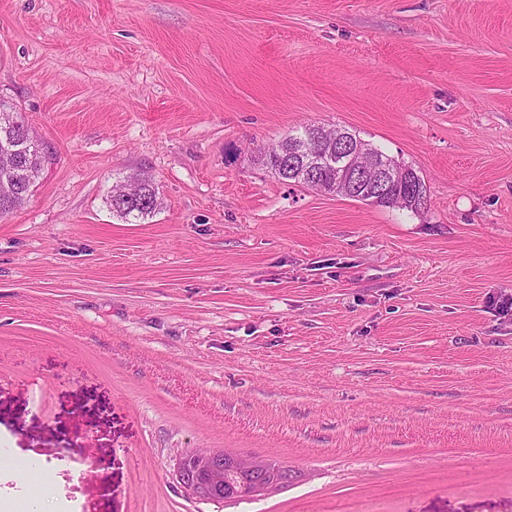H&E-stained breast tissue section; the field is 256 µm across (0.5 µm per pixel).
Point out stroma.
<instances>
[{
	"label": "stroma",
	"instance_id": "obj_1",
	"mask_svg": "<svg viewBox=\"0 0 512 512\" xmlns=\"http://www.w3.org/2000/svg\"><path fill=\"white\" fill-rule=\"evenodd\" d=\"M0 99L47 157L0 216V512L45 459L55 512H512V0H0ZM304 125L425 208L281 181ZM189 448L295 477L199 502ZM139 182V197L137 200H128L124 197L126 183L130 180L116 183L112 187L109 203L112 211L126 221L137 222L153 214L158 206L159 189L150 178L137 179ZM133 219V220H132Z\"/></svg>",
	"mask_w": 512,
	"mask_h": 512
}]
</instances>
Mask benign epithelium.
<instances>
[{"label":"benign epithelium","instance_id":"benign-epithelium-1","mask_svg":"<svg viewBox=\"0 0 512 512\" xmlns=\"http://www.w3.org/2000/svg\"><path fill=\"white\" fill-rule=\"evenodd\" d=\"M35 149L34 143L26 137L4 139L0 155L13 159L15 166L0 174L1 190L9 191L20 177L26 180V186H32L35 173L24 167V160ZM288 165L294 168V173L310 181L317 180L319 170H336V182L326 188L329 195L385 196L391 185L405 182L410 186V196L400 199L402 204L414 208L419 198L427 197L426 183L416 170L363 147L361 140L342 129L336 131V142L328 143V149L319 153L289 150ZM176 479L193 498L215 501L224 496V460L209 450L196 448L190 460L179 461Z\"/></svg>","mask_w":512,"mask_h":512}]
</instances>
